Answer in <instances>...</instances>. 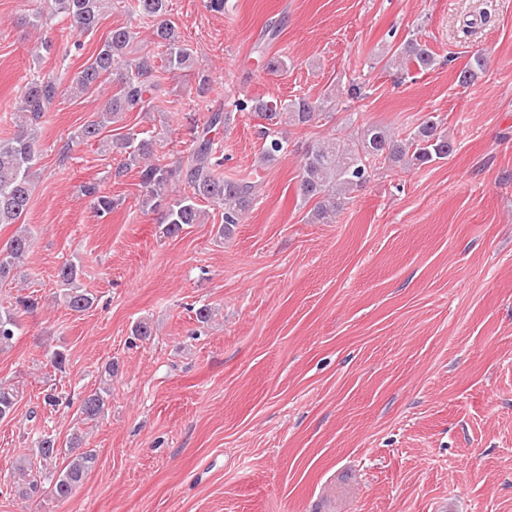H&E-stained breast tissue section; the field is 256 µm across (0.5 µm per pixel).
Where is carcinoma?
<instances>
[{
  "instance_id": "cac0c4a2",
  "label": "carcinoma",
  "mask_w": 512,
  "mask_h": 512,
  "mask_svg": "<svg viewBox=\"0 0 512 512\" xmlns=\"http://www.w3.org/2000/svg\"><path fill=\"white\" fill-rule=\"evenodd\" d=\"M112 0H44V5L32 10L29 24L38 28L49 15L66 16L71 26L81 32H91L98 27L105 14L106 4ZM134 13L140 21L153 28L155 39L167 49L165 68L170 71H191L195 59L192 51L181 40L176 27L165 16L169 0H134ZM136 32L126 26L112 29L72 81V87L80 93L97 86L105 75L118 77L120 89L112 95L93 118L77 128L73 139L87 143L99 138L101 132L122 119V114L149 109L150 99L145 97L147 88L156 87L155 70L146 55L128 57ZM384 70L402 71L412 66L422 72L437 65L436 54L427 44L413 37L406 38L396 48L379 57ZM486 59L474 57L472 64L458 75L462 86L471 84L483 72ZM62 94L60 84L51 76L37 75L28 81L20 99L19 110L26 115V123L7 139H0V224H17L19 230L9 246L0 250V281L13 275L16 261L28 254L33 246V235L20 223L25 213L34 185V172L38 161V133L45 112ZM361 96V87L351 83L336 87L313 100L309 97L274 102L254 99L236 105L241 111H250L267 121L262 127V159L273 162L288 152V138L282 126L307 127L326 112L336 108L341 100L353 102ZM231 113L212 112L202 126L191 132V144L187 159L171 168L159 159L150 139H139L133 133L118 138L113 143H101L104 152L110 148L126 150L127 158L116 174L130 166L139 168L141 184L145 188L142 205L150 210L163 209L162 223L165 232L176 235L183 226L199 223V201L206 200L221 206L224 223L219 225V237L229 234L240 223L242 215L255 197L258 180L248 172L237 178H224L220 168L224 158L217 155L215 134L228 126ZM454 150L452 141L441 129L435 116L423 120L408 133H391L377 124H362L347 137H329L320 140L305 152L297 175V192L302 202L316 201L313 221L332 224L340 205V196L363 187L380 164H390L403 169L421 167L448 158ZM178 178L186 191L165 200L162 190ZM84 196L91 198L96 212L105 216L119 205V200L101 193L96 184L82 186ZM79 268L73 262L62 264L56 274L57 283L63 290L67 307L83 312L93 305V297L78 283ZM20 322L15 313L0 310V347L9 345ZM110 389L100 386L87 394L80 406L81 414L93 420L106 405ZM17 403L16 391L0 386V419L12 414ZM67 453L68 462L58 474L49 475L52 496L63 501L75 486L82 483L93 467L96 454L82 448V439L75 435L58 446L50 434L43 435L38 445V456L51 461Z\"/></svg>"
}]
</instances>
